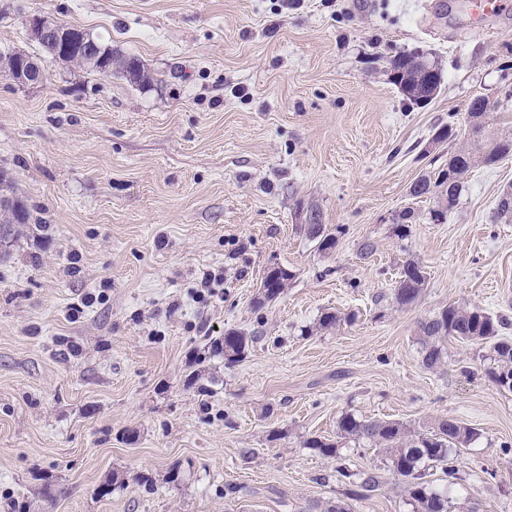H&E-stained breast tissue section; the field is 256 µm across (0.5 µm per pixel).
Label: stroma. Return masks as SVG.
<instances>
[{
  "label": "stroma",
  "instance_id": "obj_1",
  "mask_svg": "<svg viewBox=\"0 0 512 512\" xmlns=\"http://www.w3.org/2000/svg\"><path fill=\"white\" fill-rule=\"evenodd\" d=\"M470 4L0 0V50L37 53L38 13L156 76L141 88L55 61L36 86L0 73V170L35 218L0 259V512H321L350 487L340 462L380 478L352 512H413L380 449L338 438L346 413L474 428L455 485L438 468L427 479L453 503L512 512V392L489 381L487 349L449 341L431 370L418 341L455 305L505 318L512 342V216L497 212L512 157L471 169L454 205L411 193L470 141L473 98L490 104L485 137L512 133V0L484 19ZM414 49L444 74L423 107L389 76ZM445 125L456 140L434 143ZM313 210L340 233L332 252L307 233ZM410 259L425 285L400 308ZM273 265L293 277L255 309ZM207 272L222 281L201 299ZM328 312L336 326L317 329ZM230 328L259 340L187 386L204 337ZM315 437L340 460L306 448ZM425 284V275L419 263L406 261L398 275L393 299L398 307H408L420 297Z\"/></svg>",
  "mask_w": 512,
  "mask_h": 512
}]
</instances>
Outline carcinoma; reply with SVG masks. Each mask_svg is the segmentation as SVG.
<instances>
[{
  "label": "carcinoma",
  "instance_id": "cac0c4a2",
  "mask_svg": "<svg viewBox=\"0 0 512 512\" xmlns=\"http://www.w3.org/2000/svg\"><path fill=\"white\" fill-rule=\"evenodd\" d=\"M100 56L112 70V74L127 82L144 87L154 83L155 77L143 62L123 53L112 45L95 39ZM40 53L31 54L18 50L14 57L0 62V68L7 71L31 58L42 62L44 58L60 59L81 69L96 72V61L89 58L83 50L76 48L70 53H60L55 40L39 44ZM431 66L437 75L433 82L423 74L425 66ZM391 80L400 93L411 103L418 99H433L441 90L443 72L438 61L428 58L419 50L403 52L390 61ZM478 138L474 147H460L448 158V169L437 173L436 178L424 176L412 188V194L419 197L429 194L433 189L446 186L448 205H453L461 189V180L471 168L479 163H495L500 158L512 155V134L505 135L490 144L479 140L481 131H473ZM0 191L14 199L13 216L15 222H7L8 233L0 238V255L7 254L16 239L13 224H30L33 221L32 209L28 200L18 190L6 173H0ZM309 235L317 240L318 249L331 251L338 244V237L326 231L319 220L310 225ZM293 274L281 266L266 269L254 307L261 309L278 299L288 285ZM425 284V275L419 263L406 261L398 275L394 288V303L403 308L414 304L420 297ZM502 322L491 314L473 307L448 306L420 323L419 340L423 348V364L435 369L444 363L447 357L448 340L477 344L489 348L490 359L496 368L489 372L493 382L502 389L512 392V345L499 340V328ZM258 337L250 332L238 329L224 331L222 336H207L203 352L211 357H221L224 364L234 365L248 354L250 347ZM339 436L344 439L368 442L382 449L389 459L390 469L405 484L414 512H450V486L454 485L456 475L455 456L452 451L467 446L475 437L474 429L458 422L442 419L430 433H415L399 421H380L361 419L350 413L343 415L338 422ZM309 448L320 455L340 459L339 446L334 442L312 438L307 441ZM439 467L448 475V488L433 490L426 480L427 471ZM380 485L378 476L365 472L353 482V489L346 493L349 499H358L366 493L376 490Z\"/></svg>",
  "mask_w": 512,
  "mask_h": 512
}]
</instances>
